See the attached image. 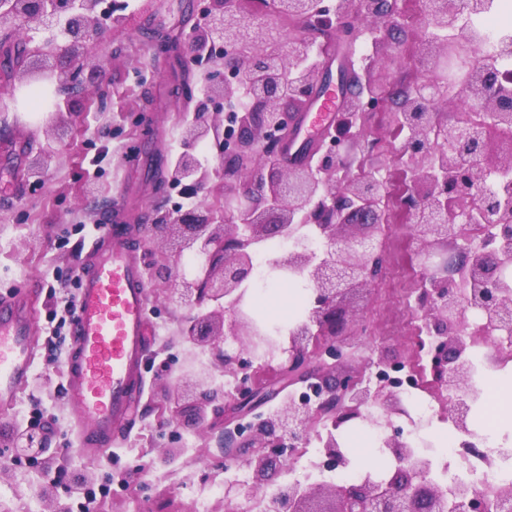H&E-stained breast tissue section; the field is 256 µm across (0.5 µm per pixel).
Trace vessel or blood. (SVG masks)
<instances>
[{
	"instance_id": "vessel-or-blood-1",
	"label": "vessel or blood",
	"mask_w": 512,
	"mask_h": 512,
	"mask_svg": "<svg viewBox=\"0 0 512 512\" xmlns=\"http://www.w3.org/2000/svg\"><path fill=\"white\" fill-rule=\"evenodd\" d=\"M336 105L324 93L315 113L301 117L297 133L312 135ZM89 267L80 273L72 349L65 377L81 450L90 457L112 448L134 409L137 368L151 334L147 292L138 259L115 227L100 225ZM36 289L0 301V409L13 408L29 380L38 338L33 329Z\"/></svg>"
}]
</instances>
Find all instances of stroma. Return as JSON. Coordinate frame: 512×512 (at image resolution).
Returning a JSON list of instances; mask_svg holds the SVG:
<instances>
[{"label":"stroma","instance_id":"stroma-1","mask_svg":"<svg viewBox=\"0 0 512 512\" xmlns=\"http://www.w3.org/2000/svg\"><path fill=\"white\" fill-rule=\"evenodd\" d=\"M125 2L126 25L107 28L89 50L97 76L88 80L75 113L60 114L49 128L42 112L31 108L33 89L0 98V298L38 289L34 326L40 338L31 378L15 406L0 412V512H48L54 498L77 504L80 496L70 479L83 472L95 475L92 489L98 498L92 512H224L225 485L235 489L236 512H262L263 494L252 488L251 469L242 462L225 466L218 431L192 426V400H183L174 420L157 408L166 386L210 358L207 349L183 339L187 311L169 303L162 288L147 291L146 315L155 335L139 367L143 389L137 414L110 454L92 458L78 451L63 374L71 342L46 343L57 296L79 289L76 275L86 263L95 225L122 217L133 230L131 245L142 268L165 263L187 276L197 271L187 257L175 256L147 231L156 215L184 204L181 188L163 193L159 185L184 148L180 124L186 108L184 99L169 92V71L152 68L148 58L161 32L190 56L188 34L205 0ZM398 28L397 43L386 47L375 70L377 80L390 86L412 83L424 72L419 0H405ZM145 106L155 124L150 142L140 144L129 134L131 114ZM365 131L375 146L357 147L350 158L371 167L392 165L391 113H368ZM18 141L24 149L8 152V145ZM42 158L47 166L34 175ZM414 234L399 223L382 225L377 234L389 271L407 266L411 272L395 278L388 272L370 289L348 296L354 319L344 332L353 351L347 370L362 369L370 359L408 363L418 357L415 334L422 320L415 306L422 274L414 269ZM35 406L49 430L48 450L18 464L10 449L26 432V417ZM167 446L183 450L170 465L159 459ZM309 446L289 470L274 476V483H335V473L318 468V441L310 440ZM49 483L55 489L47 499L41 490Z\"/></svg>","mask_w":512,"mask_h":512}]
</instances>
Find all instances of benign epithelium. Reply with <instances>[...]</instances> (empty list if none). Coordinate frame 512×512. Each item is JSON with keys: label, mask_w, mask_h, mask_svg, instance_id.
I'll return each instance as SVG.
<instances>
[{"label": "benign epithelium", "mask_w": 512, "mask_h": 512, "mask_svg": "<svg viewBox=\"0 0 512 512\" xmlns=\"http://www.w3.org/2000/svg\"><path fill=\"white\" fill-rule=\"evenodd\" d=\"M240 0H209L191 42L198 63L219 38L234 47L224 54V67L206 72V101L194 120L182 129L186 149L168 173L169 182L196 195L212 177L240 176L256 170L239 192L224 196V209L203 202L175 209L150 225L178 255L202 261L198 273L173 275L157 268L151 279L173 282L167 299L190 311L182 335L209 348L215 363L201 364L184 388L165 394L162 410L176 417L184 397L196 398L192 424L201 430L220 428L224 467L243 458L252 469L254 488L268 486L306 447L310 436L320 443V467L343 470L350 464L336 431L360 419L377 430L392 425L394 415L406 413L397 387L380 382L372 387L363 374L336 373L347 356L342 338L350 322L344 298L374 278L380 260L379 243L371 229L384 223L380 208L386 198L390 169L366 171L339 160V147L365 137L363 115L383 102L394 107L393 132H402V153L411 177L401 202L399 223L421 233L416 259L426 275L417 297L425 325L437 337L429 364L428 386L443 396L456 429L469 428L474 368L469 349L475 337H498V346L512 353V192L496 186L512 181V155L495 156L497 145L512 149V78L503 77L494 61L512 56V38L497 37L479 61L460 56L452 47L472 48L489 36L468 18L486 10L488 0H421L426 40V76L393 92L374 79L365 82L348 73L349 61L335 50L359 37L373 43L392 36L400 0H268L277 16L295 21L321 37L332 31L336 42L319 43L306 36L275 49L268 25L239 13ZM122 0H0V21H18L27 31L35 23L50 33L25 74L24 84L54 88L50 114L70 111L83 90L81 78L87 47L104 32L110 17L121 26ZM54 55L69 59L66 70L48 63ZM337 61V88L344 96L342 115L334 132L310 149L320 154L314 166H285L273 150L293 137L290 125L296 107L329 88V61ZM454 91L465 117L450 125L438 119V104ZM247 107L233 113L231 140H224L220 113L208 104L230 103L241 93ZM153 116L141 113L139 142L148 140ZM212 152L217 164L201 162L198 146ZM278 238L289 245L285 255L269 262L271 271L284 270L306 281L311 290L308 313L284 337L271 335L245 310L255 285L254 257L266 241ZM461 257L459 278L448 274V250ZM480 314L477 330L468 332L467 312ZM226 336L239 339V352H224ZM287 355L278 368L277 387L260 390L257 360ZM237 381L235 392L215 382L214 368ZM306 383L318 399L313 404L287 396L283 406L256 415L257 422L240 420L288 387ZM19 455H41L45 439L18 436ZM381 451L396 466L385 479L368 473L345 485L279 484L268 495L264 512H512V484L492 493L469 481L444 487L430 477L434 459L397 435L386 436Z\"/></svg>", "instance_id": "benign-epithelium-1"}]
</instances>
